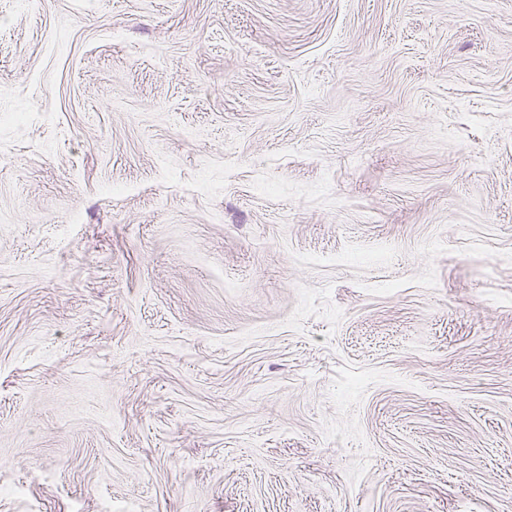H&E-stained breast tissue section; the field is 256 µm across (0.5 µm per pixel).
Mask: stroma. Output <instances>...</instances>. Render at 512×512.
<instances>
[{
	"mask_svg": "<svg viewBox=\"0 0 512 512\" xmlns=\"http://www.w3.org/2000/svg\"><path fill=\"white\" fill-rule=\"evenodd\" d=\"M512 512V0H0V512Z\"/></svg>",
	"mask_w": 512,
	"mask_h": 512,
	"instance_id": "35a3bbf8",
	"label": "stroma"
}]
</instances>
